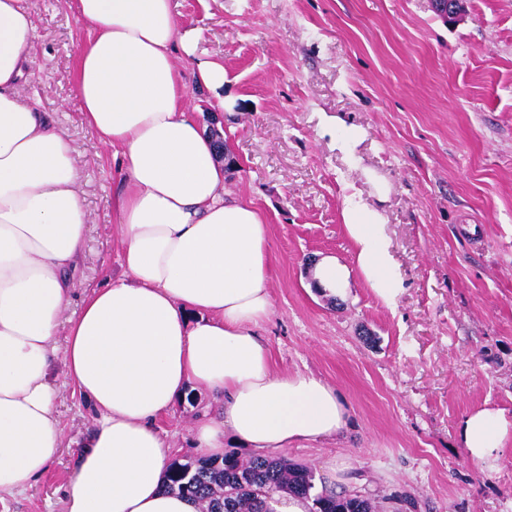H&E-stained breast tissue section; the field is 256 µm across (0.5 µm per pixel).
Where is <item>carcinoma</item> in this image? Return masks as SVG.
Wrapping results in <instances>:
<instances>
[{"label":"carcinoma","instance_id":"carcinoma-1","mask_svg":"<svg viewBox=\"0 0 512 512\" xmlns=\"http://www.w3.org/2000/svg\"><path fill=\"white\" fill-rule=\"evenodd\" d=\"M164 487L189 497L201 512H267L261 496L269 487L313 497L314 512H376L374 502L361 495L313 493L312 470L285 458L226 454L220 461H174Z\"/></svg>","mask_w":512,"mask_h":512}]
</instances>
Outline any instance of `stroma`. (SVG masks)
Returning a JSON list of instances; mask_svg holds the SVG:
<instances>
[{
	"label": "stroma",
	"mask_w": 512,
	"mask_h": 512,
	"mask_svg": "<svg viewBox=\"0 0 512 512\" xmlns=\"http://www.w3.org/2000/svg\"><path fill=\"white\" fill-rule=\"evenodd\" d=\"M36 37L27 94L78 149L91 215L67 310L120 275L112 196L119 165L73 94L88 40L64 0H25ZM197 60L223 63V100L195 91L194 115L224 123L236 163L225 188L269 226L273 312L258 331L273 365L335 387L351 418L336 437L284 450L319 471L348 463V486L379 512H512V450L488 471L458 425L491 404L512 411V0H463L451 22L429 0H172ZM350 129V150L336 128ZM378 211L403 281L395 305L359 277L329 295L312 271L354 265L342 211ZM376 338L367 345L363 332ZM56 416L65 440L47 472L0 496V512H64L91 410L64 375ZM218 398L189 391L157 422L176 459L196 460L189 427Z\"/></svg>",
	"instance_id": "stroma-1"
}]
</instances>
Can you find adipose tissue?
<instances>
[{"label":"adipose tissue","mask_w":512,"mask_h":512,"mask_svg":"<svg viewBox=\"0 0 512 512\" xmlns=\"http://www.w3.org/2000/svg\"><path fill=\"white\" fill-rule=\"evenodd\" d=\"M91 32L73 93L88 126L119 158L112 198L122 274L65 312L91 216L77 149L21 93L35 24L24 0H0V494L31 486L64 442L56 412L55 342L63 374L92 410L63 486L65 512H198L163 487L173 448L156 427L187 390L218 393L191 434L217 457L225 440L263 455L339 435L350 409L323 379L275 370L257 329L272 312L268 227L224 190V168L191 115L178 58L195 55L171 0H75ZM354 266L327 257L317 288L359 275L381 302L402 291L386 226L346 203ZM470 461L494 469L512 447V414L463 415Z\"/></svg>","instance_id":"ef3b65f1"}]
</instances>
